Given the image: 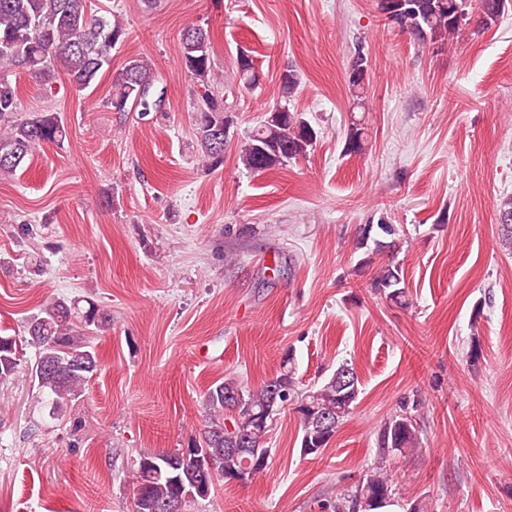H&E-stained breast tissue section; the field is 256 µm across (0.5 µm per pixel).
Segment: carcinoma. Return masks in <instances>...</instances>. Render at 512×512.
Listing matches in <instances>:
<instances>
[{
	"mask_svg": "<svg viewBox=\"0 0 512 512\" xmlns=\"http://www.w3.org/2000/svg\"><path fill=\"white\" fill-rule=\"evenodd\" d=\"M398 13L400 29L421 44L445 43L460 27L465 0H402ZM507 0H480L485 25L494 23L506 8ZM126 38V28L117 18L94 15L88 0H0V177H11L35 149L45 144H61L64 126L53 113L20 115L16 88L7 72L27 69L45 80L61 69L77 92L91 88L101 70L110 64L111 51ZM182 60L198 88L195 100L196 140L209 168L224 163V125L234 124L226 94L219 91L211 63L208 32L189 26L181 34ZM236 73L239 83L253 88V59L238 53ZM157 82L144 59L129 61L112 90L110 105L114 112L139 110L146 118L157 111V103L143 89ZM298 78L289 70L281 79L282 101L266 110L259 124L247 133L239 158L243 166L262 173L303 157L316 142L317 132L302 116L290 109ZM363 128L352 124L345 140V153L364 150ZM499 239L512 251V196L504 198L497 209ZM378 230L396 235L391 224H368L361 228L359 245L373 241L379 249L384 242L372 238ZM397 266L389 264L374 277L377 290L390 300L405 303ZM112 315L98 303L80 298H55L31 314L22 342L35 351L33 365L25 367L41 393L50 400V414L59 416L68 402L79 399L89 381L97 374L101 360L90 338L106 332ZM292 358L283 360L281 371L256 388L243 385L235 377L212 384L204 394L206 418L200 435L189 447L200 448L213 466L206 480L208 489L215 482L243 470L252 481L269 470V449L265 448L268 419L290 399L294 391ZM21 359L16 337L0 335V383L15 378ZM358 397V377L348 363H341L319 386L301 397L296 407L302 429L301 452L318 455L328 445L337 428L351 413ZM248 444L252 452L235 449ZM378 445L385 453L405 456L420 447L416 420L407 413L395 414L383 425ZM184 449L168 453H142L133 465L132 492L134 512H155L162 502H178L183 512L186 503L209 493H200L201 478L189 463L179 462ZM395 495L393 480L386 466L372 469L362 482L336 499V512H376L387 506Z\"/></svg>",
	"mask_w": 512,
	"mask_h": 512,
	"instance_id": "1",
	"label": "carcinoma"
}]
</instances>
